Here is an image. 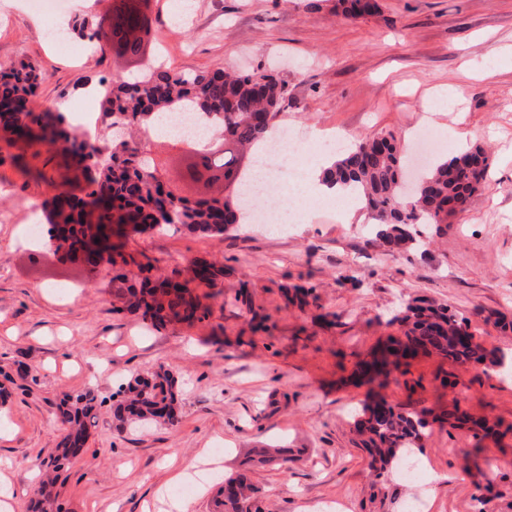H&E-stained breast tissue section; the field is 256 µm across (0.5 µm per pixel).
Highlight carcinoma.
<instances>
[{"instance_id":"carcinoma-1","label":"carcinoma","mask_w":512,"mask_h":512,"mask_svg":"<svg viewBox=\"0 0 512 512\" xmlns=\"http://www.w3.org/2000/svg\"><path fill=\"white\" fill-rule=\"evenodd\" d=\"M136 11H117L112 4L83 37L104 54L115 40L124 43L137 58L138 66L129 78H116L104 89L101 112L120 129L107 153L79 141L64 113L41 106L36 99L38 85L47 74L30 63L21 62L0 76V138L9 147L23 146L32 157L42 154L63 157L65 172L60 180L49 179L54 194L43 202L50 227L49 240L67 243L62 259L95 266L102 252L110 251L112 264L124 265L134 258L124 253L131 234L156 227L180 224L212 237L237 228L246 216L241 197L244 151L268 141L275 131L273 120L287 95L286 85L264 70L224 69L177 72L160 59H146L139 47ZM194 112L213 124L214 146L188 144L191 162L224 171L222 197L180 198L164 192L153 174L155 160L141 140L130 134L167 112ZM489 159L480 146L468 148L437 162L413 187L405 202V162L393 134L365 139L349 152L341 153L324 170L323 181L357 191L370 210L375 236L391 253L405 252L427 227L434 237L448 233V217L467 209L474 193L486 180ZM83 184L82 194L71 190L73 182ZM129 307L155 327L171 321L195 322L206 319L210 307L192 295L188 283L173 277L151 281L129 290ZM402 335L389 338L383 356L357 360L355 373L368 386L369 402L363 416L354 420L356 431L372 456L371 467L384 473L409 448L423 447L429 422L427 409L408 410L388 403L375 393L391 374L404 366L411 353H434L456 369L468 365L484 369H512V355L488 350L479 343L460 339L468 323L443 306L410 304L400 318ZM123 398L113 406L117 426L178 423L174 381L160 369L131 377L122 390ZM101 401L91 388L66 393L58 405L65 434L57 454L47 465L54 472L69 463V449L86 442ZM52 485L42 487L31 503V512H54ZM216 512H262L256 488L244 473L224 477Z\"/></svg>"}]
</instances>
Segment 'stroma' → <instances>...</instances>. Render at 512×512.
Segmentation results:
<instances>
[{
    "label": "stroma",
    "instance_id": "stroma-1",
    "mask_svg": "<svg viewBox=\"0 0 512 512\" xmlns=\"http://www.w3.org/2000/svg\"><path fill=\"white\" fill-rule=\"evenodd\" d=\"M353 19L345 0H149L148 48L172 68L274 69L287 86L276 124L299 144L333 135L357 143L391 133L406 146L423 131L447 157L473 145L488 177L446 237L401 254L385 251L363 206L343 214L302 198V223L286 231L248 224L217 238L176 225L133 235L137 264L89 270L48 247L20 243L52 189L21 174L0 145V483L11 512H30L40 461L63 433L64 393L94 389L104 404L79 461L56 485L61 512H215L225 475L245 469L264 512H512V434L480 442L470 428L432 425L418 453L423 482L376 476L348 412L368 399L352 372L357 356L400 333L397 315L416 299L468 318L475 340L512 352V0H374ZM96 13L77 0L51 17L29 0H0V67L33 62L49 78L37 94L67 117L100 112L102 84L132 69L115 52L92 53L76 29ZM448 87L446 111L424 118L426 92ZM219 269L218 295L201 322L147 326L126 304L143 276ZM175 379L179 423L117 428L109 402L136 374ZM423 355L415 391L380 393L408 409L459 400L475 418L512 424V382L495 371L457 373ZM223 444L216 468L189 496L179 475Z\"/></svg>",
    "mask_w": 512,
    "mask_h": 512
}]
</instances>
